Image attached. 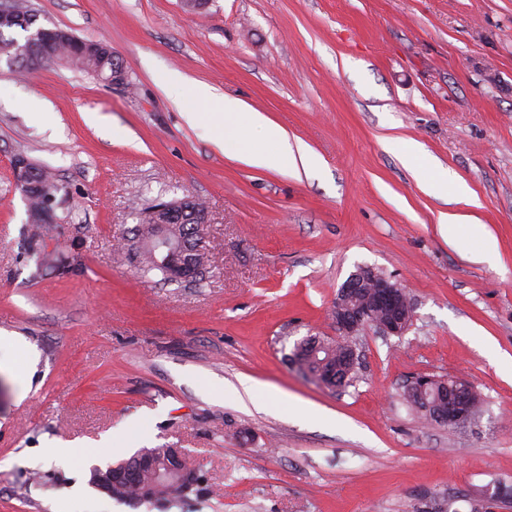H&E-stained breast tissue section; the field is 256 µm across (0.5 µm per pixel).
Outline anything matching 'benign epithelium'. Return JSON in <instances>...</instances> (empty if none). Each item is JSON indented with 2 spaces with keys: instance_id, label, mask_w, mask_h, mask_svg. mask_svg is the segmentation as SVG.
I'll return each mask as SVG.
<instances>
[{
  "instance_id": "benign-epithelium-1",
  "label": "benign epithelium",
  "mask_w": 512,
  "mask_h": 512,
  "mask_svg": "<svg viewBox=\"0 0 512 512\" xmlns=\"http://www.w3.org/2000/svg\"><path fill=\"white\" fill-rule=\"evenodd\" d=\"M68 36V33L61 28H52L40 36L37 44L26 48H19L16 53L9 56V65L33 57V51L41 53L50 51L51 47ZM12 171L14 181L23 193L33 187L31 178L33 170L31 163L23 155H18L12 160ZM179 203L174 201H161L154 204L152 213L161 218V223H173V214ZM371 289V303L352 307L344 303L347 296L358 288ZM405 308L404 294L401 287L391 282L387 277L374 271L356 272L351 274L348 280L341 286L338 293V300L333 310V321L336 330L341 336H355L360 331L373 326L383 336H401L406 331L403 322L392 317L380 319L377 312L385 311L392 315L399 313ZM468 385L462 379H455V399L447 398L441 401L440 409L435 418L444 424L453 427H464L471 423L475 415L468 399ZM149 469L163 480L173 481L177 487L184 482L186 472L183 469V453L174 451L164 457L151 455H137L130 458L122 466H109L107 469H97L92 473V485L99 491L112 495V487L120 483L134 481L138 474Z\"/></svg>"
}]
</instances>
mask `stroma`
I'll return each mask as SVG.
<instances>
[{
    "instance_id": "35a3bbf8",
    "label": "stroma",
    "mask_w": 512,
    "mask_h": 512,
    "mask_svg": "<svg viewBox=\"0 0 512 512\" xmlns=\"http://www.w3.org/2000/svg\"><path fill=\"white\" fill-rule=\"evenodd\" d=\"M14 2L106 42L130 87L0 61V336L38 356L0 345V512H447L451 493L512 484V0ZM197 82L313 165L225 154L213 122L183 116ZM415 144L462 187L454 202L407 161ZM19 153L68 188L51 242L82 254L77 270L37 278L20 253ZM187 194L207 206L209 268L191 284L140 276L116 240L139 208ZM489 239L494 261H475ZM366 267L410 292L414 318L400 336L361 332L360 378L333 392L288 357L335 335L336 294ZM418 373L466 380L481 412L422 424L400 398ZM54 441L88 455L47 458ZM158 446L188 452L208 495L91 488L94 467Z\"/></svg>"
}]
</instances>
